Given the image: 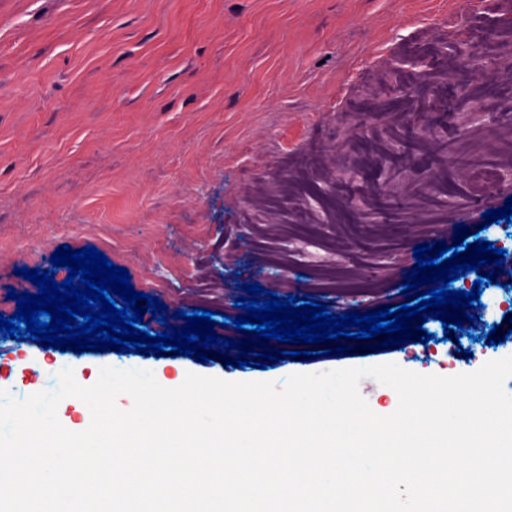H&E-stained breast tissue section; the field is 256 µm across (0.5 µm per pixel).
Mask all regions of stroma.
<instances>
[{
	"instance_id": "35a3bbf8",
	"label": "stroma",
	"mask_w": 512,
	"mask_h": 512,
	"mask_svg": "<svg viewBox=\"0 0 512 512\" xmlns=\"http://www.w3.org/2000/svg\"><path fill=\"white\" fill-rule=\"evenodd\" d=\"M512 0H0V315L20 268L59 246L96 247L135 291L169 311L229 317L245 284L307 297L334 314L397 306L416 245L455 225L501 240L487 210L512 196ZM464 38L496 68L458 67ZM466 83L461 130L433 100ZM463 158L501 178L480 201ZM46 238L42 255L30 240ZM471 336L356 349L261 370L0 338V390H55L45 365L81 385L104 364L174 376L271 381L395 363L453 376L512 356V294L483 288ZM504 340L486 348L480 337Z\"/></svg>"
}]
</instances>
